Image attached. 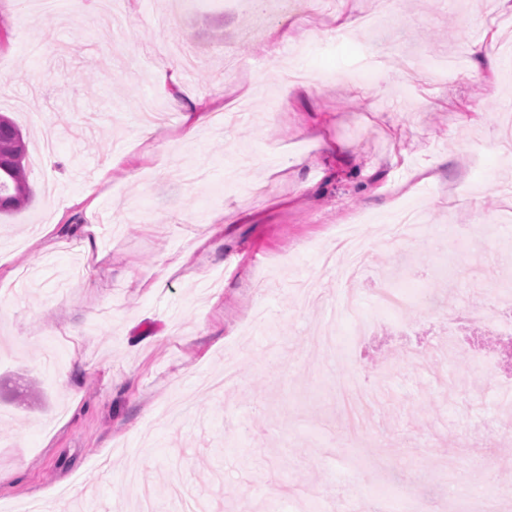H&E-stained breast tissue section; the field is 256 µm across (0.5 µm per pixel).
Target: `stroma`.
Segmentation results:
<instances>
[{"label":"stroma","mask_w":512,"mask_h":512,"mask_svg":"<svg viewBox=\"0 0 512 512\" xmlns=\"http://www.w3.org/2000/svg\"><path fill=\"white\" fill-rule=\"evenodd\" d=\"M120 28L96 12L46 14L37 0H0V113L27 137L30 202L0 214V512L64 506L71 486L99 512H180L179 483L205 512H326L368 485L418 477L417 496L456 501L512 482L479 462L512 454L501 389L512 365L477 363L482 332H461L457 358L435 343L438 316L384 308L383 268L408 252L405 288L448 307L487 311L484 289L512 279V224L494 223L495 190L512 158V41L499 0H398L384 39L335 41L317 14L276 16L297 32L271 61L238 0H121ZM479 43L498 60L488 80L444 84L430 71L396 96L400 75L379 51L433 58ZM195 55L181 105L154 78L159 60ZM248 59L239 75L224 56ZM307 71L311 95L280 83ZM223 91L233 123L184 143V107ZM159 96L171 118L140 136L137 107ZM56 149L39 151L42 125ZM316 126L302 136L299 126ZM351 144L334 161L321 140ZM435 182L417 185L414 173ZM428 230L403 250L381 242L404 206ZM257 220L209 235L224 208ZM366 214L365 224H351ZM370 245L354 284L324 266L338 226ZM97 234L85 243L82 228ZM112 259L97 269V253ZM178 263L186 277H160ZM96 273L102 287L84 286ZM374 402L351 433L347 393Z\"/></svg>","instance_id":"stroma-1"}]
</instances>
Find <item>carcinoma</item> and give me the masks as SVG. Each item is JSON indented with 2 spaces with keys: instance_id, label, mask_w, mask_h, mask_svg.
<instances>
[{
  "instance_id": "carcinoma-1",
  "label": "carcinoma",
  "mask_w": 512,
  "mask_h": 512,
  "mask_svg": "<svg viewBox=\"0 0 512 512\" xmlns=\"http://www.w3.org/2000/svg\"><path fill=\"white\" fill-rule=\"evenodd\" d=\"M26 144L21 130L0 115V212L24 206L32 196L25 167Z\"/></svg>"
}]
</instances>
